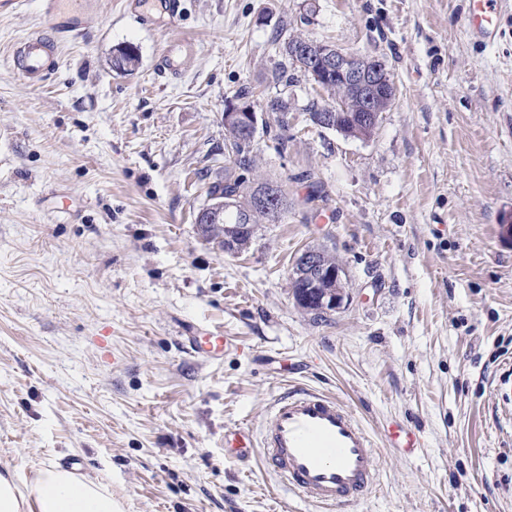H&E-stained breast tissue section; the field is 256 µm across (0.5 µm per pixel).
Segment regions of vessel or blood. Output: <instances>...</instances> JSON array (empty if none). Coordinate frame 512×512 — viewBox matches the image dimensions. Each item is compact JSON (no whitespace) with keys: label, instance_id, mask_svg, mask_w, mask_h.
Segmentation results:
<instances>
[{"label":"vessel or blood","instance_id":"vessel-or-blood-1","mask_svg":"<svg viewBox=\"0 0 512 512\" xmlns=\"http://www.w3.org/2000/svg\"><path fill=\"white\" fill-rule=\"evenodd\" d=\"M70 0H43L57 32L78 31L81 23L66 10ZM478 34H493L499 0H473ZM57 44L43 34L23 39L14 53L18 72L40 81L55 66ZM235 448L247 454L260 450L263 463L288 493L316 505L321 512H338L359 502L373 488L378 474L376 440L354 413L322 391L294 387L279 394L261 432L246 423L231 434Z\"/></svg>","mask_w":512,"mask_h":512}]
</instances>
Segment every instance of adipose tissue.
Returning a JSON list of instances; mask_svg holds the SVG:
<instances>
[{
  "label": "adipose tissue",
  "instance_id": "obj_1",
  "mask_svg": "<svg viewBox=\"0 0 512 512\" xmlns=\"http://www.w3.org/2000/svg\"><path fill=\"white\" fill-rule=\"evenodd\" d=\"M0 512H121V506L102 481L79 480L49 465L36 471L28 497L12 478L0 475Z\"/></svg>",
  "mask_w": 512,
  "mask_h": 512
}]
</instances>
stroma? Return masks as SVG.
<instances>
[{
    "instance_id": "stroma-1",
    "label": "stroma",
    "mask_w": 512,
    "mask_h": 512,
    "mask_svg": "<svg viewBox=\"0 0 512 512\" xmlns=\"http://www.w3.org/2000/svg\"><path fill=\"white\" fill-rule=\"evenodd\" d=\"M50 26L41 0L0 9V474L76 457L122 512H318L224 445L289 379L377 438V485L341 512H512V0L490 39L472 0H181L172 24L159 0H93L29 82L12 52ZM293 36L386 65L369 139L312 122L327 95L286 64ZM125 44L140 63L119 73ZM243 91L253 176L288 210L227 253L195 217ZM311 247L346 282L322 319L291 288ZM204 334L237 347L196 355ZM393 422L419 447H392ZM224 120L237 124L241 138L253 143L258 126V112L251 103L248 101L228 103L224 109Z\"/></svg>"
}]
</instances>
